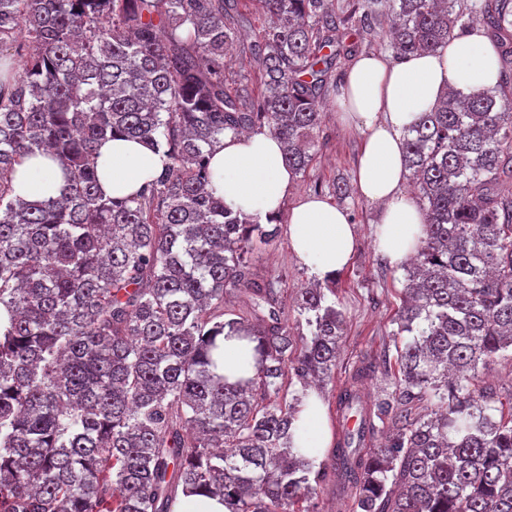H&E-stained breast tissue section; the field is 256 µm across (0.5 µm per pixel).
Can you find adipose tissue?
Returning <instances> with one entry per match:
<instances>
[{
	"mask_svg": "<svg viewBox=\"0 0 512 512\" xmlns=\"http://www.w3.org/2000/svg\"><path fill=\"white\" fill-rule=\"evenodd\" d=\"M498 77L497 56L478 26L433 53L401 60L370 53L349 68L338 103L343 120L364 136L357 187L379 208L375 245L391 264L415 254L425 222L405 188L404 128L446 92H479L495 86ZM285 153L284 143L267 131L225 134L212 150L209 188L229 208L269 221L278 216L295 180ZM167 164L164 150L121 137L102 141L97 150L99 188L112 197L133 194ZM64 181L61 167L50 156L28 157L15 167L13 195L26 202L55 198ZM288 237L298 262L322 282L350 263L356 247L347 213L318 197L305 198L290 210ZM293 441L294 454L307 460L317 458L330 442L315 390H308L303 399Z\"/></svg>",
	"mask_w": 512,
	"mask_h": 512,
	"instance_id": "obj_1",
	"label": "adipose tissue"
}]
</instances>
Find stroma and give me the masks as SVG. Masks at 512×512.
Here are the masks:
<instances>
[{
    "mask_svg": "<svg viewBox=\"0 0 512 512\" xmlns=\"http://www.w3.org/2000/svg\"><path fill=\"white\" fill-rule=\"evenodd\" d=\"M362 140L357 129L339 120L335 104H328L318 136L316 159L306 174L296 176L285 201L286 209L275 220L276 238L257 245L252 258L255 273L264 279L281 277V287L285 295L290 296L309 283L311 274L297 261L291 249L288 208L300 199L316 195L328 202L340 203L354 226L353 260L332 279L333 292L327 297L328 302L342 309L345 317L336 368L322 388V403L331 422L336 419V393L350 383L352 369L359 362L379 364L375 374L364 383L366 393L374 397L392 389L394 378L380 362L383 357H395L397 347L406 342L405 337L393 333V319L401 304L403 272L391 265L375 247L377 208L358 191H351L349 197L340 200L330 190L336 181H353Z\"/></svg>",
    "mask_w": 512,
    "mask_h": 512,
    "instance_id": "1",
    "label": "stroma"
}]
</instances>
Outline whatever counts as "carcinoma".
<instances>
[{"label": "carcinoma", "instance_id": "carcinoma-1", "mask_svg": "<svg viewBox=\"0 0 512 512\" xmlns=\"http://www.w3.org/2000/svg\"><path fill=\"white\" fill-rule=\"evenodd\" d=\"M249 52L264 91L225 76L247 27L234 0H0V512H172L215 493L227 512H296L327 467L293 458L301 396L336 368L344 316L323 288L288 332L273 280L252 271L269 243L252 216L208 189L224 133L268 130L304 174L357 9L258 0ZM397 57L430 53L476 13L512 57V0H389ZM163 148L170 164L139 194L99 192V142ZM405 169L427 216L395 336L394 390L368 399L357 367L337 408L382 423L336 441L333 470L353 512H512V401L493 405L480 369L512 361V83L456 90L403 131ZM44 149L60 198L12 197L15 165ZM251 307L228 317L225 296ZM255 343L254 378L217 372L224 336Z\"/></svg>", "mask_w": 512, "mask_h": 512}]
</instances>
